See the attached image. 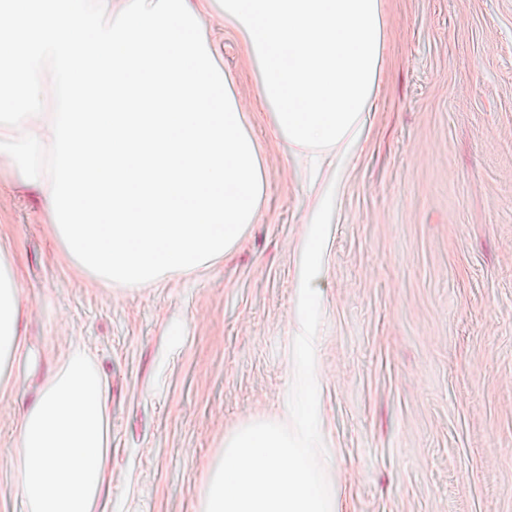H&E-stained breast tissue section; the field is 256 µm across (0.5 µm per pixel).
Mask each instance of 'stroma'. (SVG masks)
<instances>
[{
    "label": "stroma",
    "instance_id": "stroma-1",
    "mask_svg": "<svg viewBox=\"0 0 512 512\" xmlns=\"http://www.w3.org/2000/svg\"><path fill=\"white\" fill-rule=\"evenodd\" d=\"M191 3L258 146L264 206L205 267L105 285L0 156L27 348L0 395V512L21 509L20 423L77 344L105 382L102 512H202L233 435L290 421L301 256L330 190L312 285L336 512H512V0H383L378 89L336 177L274 127L219 0Z\"/></svg>",
    "mask_w": 512,
    "mask_h": 512
}]
</instances>
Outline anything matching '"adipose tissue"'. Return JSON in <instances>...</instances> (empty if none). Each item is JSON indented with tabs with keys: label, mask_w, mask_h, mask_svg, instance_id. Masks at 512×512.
I'll list each match as a JSON object with an SVG mask.
<instances>
[{
	"label": "adipose tissue",
	"mask_w": 512,
	"mask_h": 512,
	"mask_svg": "<svg viewBox=\"0 0 512 512\" xmlns=\"http://www.w3.org/2000/svg\"><path fill=\"white\" fill-rule=\"evenodd\" d=\"M224 20L254 51L259 93L289 143L338 167L365 127L385 41L382 0H224ZM16 270L0 253V356H25ZM93 355L70 349L15 437L22 512H100L108 442ZM52 494H43L44 486Z\"/></svg>",
	"instance_id": "1"
}]
</instances>
